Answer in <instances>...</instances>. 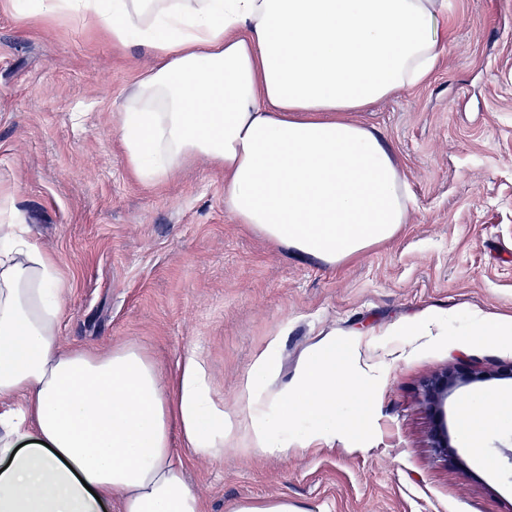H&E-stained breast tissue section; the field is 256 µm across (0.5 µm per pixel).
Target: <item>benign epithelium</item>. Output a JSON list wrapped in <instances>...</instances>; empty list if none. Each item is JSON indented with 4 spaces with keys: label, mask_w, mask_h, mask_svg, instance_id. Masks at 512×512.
I'll return each instance as SVG.
<instances>
[{
    "label": "benign epithelium",
    "mask_w": 512,
    "mask_h": 512,
    "mask_svg": "<svg viewBox=\"0 0 512 512\" xmlns=\"http://www.w3.org/2000/svg\"><path fill=\"white\" fill-rule=\"evenodd\" d=\"M487 374L478 369L444 371L428 380L423 387V401L433 416V426L429 434L431 447L435 453L445 459L454 457L447 427L444 423V406L448 395L457 387L481 382Z\"/></svg>",
    "instance_id": "benign-epithelium-1"
}]
</instances>
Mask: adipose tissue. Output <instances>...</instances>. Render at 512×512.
Wrapping results in <instances>:
<instances>
[{
	"label": "adipose tissue",
	"instance_id": "obj_1",
	"mask_svg": "<svg viewBox=\"0 0 512 512\" xmlns=\"http://www.w3.org/2000/svg\"><path fill=\"white\" fill-rule=\"evenodd\" d=\"M34 12L150 50L120 125L141 179L209 158L237 223L330 265L406 224L400 159L350 115L434 71L447 0H37ZM64 313L52 257L27 225L0 224V512H104L115 499L122 512H203L173 437L224 455L231 426L205 361L187 351L166 381L131 345L65 348ZM275 367L271 347L248 376L246 417L256 447L283 455L289 423L333 422L359 374L331 344L268 394Z\"/></svg>",
	"mask_w": 512,
	"mask_h": 512
}]
</instances>
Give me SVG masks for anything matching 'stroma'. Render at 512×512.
<instances>
[{
  "label": "stroma",
  "instance_id": "obj_1",
  "mask_svg": "<svg viewBox=\"0 0 512 512\" xmlns=\"http://www.w3.org/2000/svg\"><path fill=\"white\" fill-rule=\"evenodd\" d=\"M152 58L63 17L19 16L0 0V212L11 210L68 289L66 347L131 344L163 374L205 359L235 425L224 456L173 446L203 512L287 497L297 512H512V0H448V41L427 81L355 113L403 164L414 198L390 241L330 265L239 224L224 171L202 159L157 182L134 176L119 105ZM423 317L431 335L407 333ZM503 323L484 336L479 322ZM277 344L270 392L294 384L333 342L367 376L336 410L335 432L288 428V452L255 448L245 423L249 371ZM489 380L447 401L456 459L430 446L422 389L447 369ZM502 399L471 436L460 415Z\"/></svg>",
  "mask_w": 512,
  "mask_h": 512
}]
</instances>
